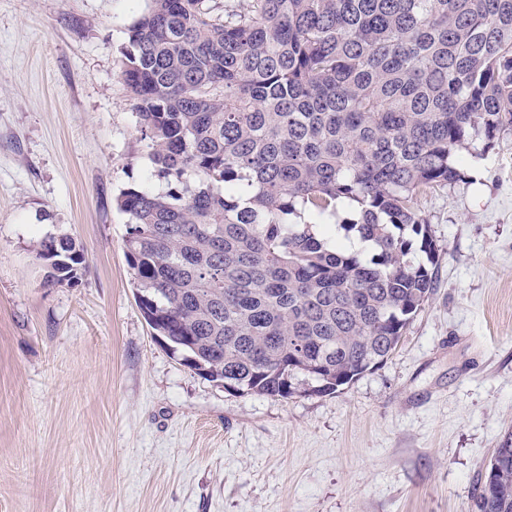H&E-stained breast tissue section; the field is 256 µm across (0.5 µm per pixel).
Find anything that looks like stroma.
Wrapping results in <instances>:
<instances>
[{"instance_id": "obj_1", "label": "stroma", "mask_w": 512, "mask_h": 512, "mask_svg": "<svg viewBox=\"0 0 512 512\" xmlns=\"http://www.w3.org/2000/svg\"><path fill=\"white\" fill-rule=\"evenodd\" d=\"M148 0H0V512H470L512 431V134L416 195L434 291L395 352L289 400L153 335L115 199L151 169L121 48ZM85 264L46 286L38 243Z\"/></svg>"}]
</instances>
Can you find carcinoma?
<instances>
[{"mask_svg": "<svg viewBox=\"0 0 512 512\" xmlns=\"http://www.w3.org/2000/svg\"><path fill=\"white\" fill-rule=\"evenodd\" d=\"M122 56L162 185L116 198L153 333L225 389L281 399L387 360L433 292L414 196L512 131V0H150ZM37 258L48 286L85 263L67 234ZM473 509L512 512V433Z\"/></svg>", "mask_w": 512, "mask_h": 512, "instance_id": "1", "label": "carcinoma"}]
</instances>
